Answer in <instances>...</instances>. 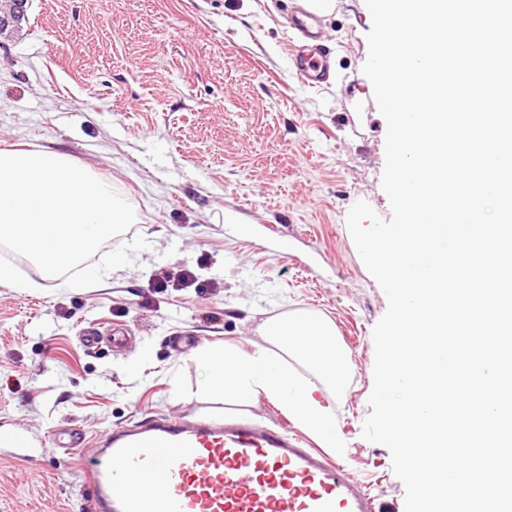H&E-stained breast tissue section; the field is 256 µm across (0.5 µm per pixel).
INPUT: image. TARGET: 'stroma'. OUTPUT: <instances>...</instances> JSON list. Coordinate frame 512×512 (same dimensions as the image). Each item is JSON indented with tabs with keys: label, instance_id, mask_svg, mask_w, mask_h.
<instances>
[{
	"label": "stroma",
	"instance_id": "1",
	"mask_svg": "<svg viewBox=\"0 0 512 512\" xmlns=\"http://www.w3.org/2000/svg\"><path fill=\"white\" fill-rule=\"evenodd\" d=\"M298 0H30L0 35V149L44 148L114 183L148 249L97 288L0 284V426L33 440L65 427L90 451L148 417L208 414L301 429L263 399L206 395L205 347L260 341L269 318L318 312L351 353L325 399L349 472L405 512L389 449L366 441L372 332L388 300L346 225L367 202L390 219L381 180L387 122L363 72L372 20L360 0L320 16L331 74L291 68ZM128 341L113 349L112 326ZM101 333L86 346L87 329ZM57 451L0 447V512H89L77 467Z\"/></svg>",
	"mask_w": 512,
	"mask_h": 512
}]
</instances>
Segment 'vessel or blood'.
I'll return each instance as SVG.
<instances>
[{
  "mask_svg": "<svg viewBox=\"0 0 512 512\" xmlns=\"http://www.w3.org/2000/svg\"><path fill=\"white\" fill-rule=\"evenodd\" d=\"M315 18L296 26L294 56L304 83H321L328 57L314 45ZM79 433L46 447L73 455ZM90 512H381L345 466L299 436L247 421L147 418L113 430L81 461Z\"/></svg>",
  "mask_w": 512,
  "mask_h": 512,
  "instance_id": "obj_1",
  "label": "vessel or blood"
}]
</instances>
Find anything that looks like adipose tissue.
I'll use <instances>...</instances> for the list:
<instances>
[{"label":"adipose tissue","instance_id":"obj_1","mask_svg":"<svg viewBox=\"0 0 512 512\" xmlns=\"http://www.w3.org/2000/svg\"><path fill=\"white\" fill-rule=\"evenodd\" d=\"M328 320L306 311L268 319L264 340L250 350L235 347L203 351L202 389L210 396L241 406L267 399L325 447H336L335 417L319 396L341 390L346 379L347 355L334 339ZM304 375H297L295 365Z\"/></svg>","mask_w":512,"mask_h":512}]
</instances>
